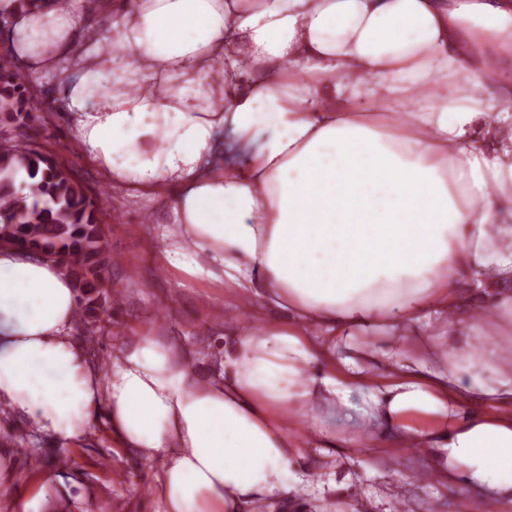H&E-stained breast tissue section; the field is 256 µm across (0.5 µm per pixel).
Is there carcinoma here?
Instances as JSON below:
<instances>
[{
  "mask_svg": "<svg viewBox=\"0 0 512 512\" xmlns=\"http://www.w3.org/2000/svg\"><path fill=\"white\" fill-rule=\"evenodd\" d=\"M29 77L0 63V122L37 119ZM101 210L84 184L28 139L0 144V239L63 263L79 290L78 306L94 311L109 295Z\"/></svg>",
  "mask_w": 512,
  "mask_h": 512,
  "instance_id": "1",
  "label": "carcinoma"
}]
</instances>
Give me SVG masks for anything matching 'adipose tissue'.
<instances>
[{"label": "adipose tissue", "instance_id": "1", "mask_svg": "<svg viewBox=\"0 0 512 512\" xmlns=\"http://www.w3.org/2000/svg\"><path fill=\"white\" fill-rule=\"evenodd\" d=\"M0 15L27 72L64 88L56 109L101 178L170 207L168 266L285 313L228 325L207 373L147 333L102 371L70 334L71 277L0 242V410L66 446L106 421L156 462L162 512H256L293 493L303 419L366 381L370 422L433 451L429 474L512 498V353L471 391L456 344L441 361L432 343L512 321V96L486 100L474 49L512 42V0H0ZM367 100L404 121L383 132ZM403 327L397 350L336 357ZM413 410L440 426L402 425Z\"/></svg>", "mask_w": 512, "mask_h": 512}]
</instances>
